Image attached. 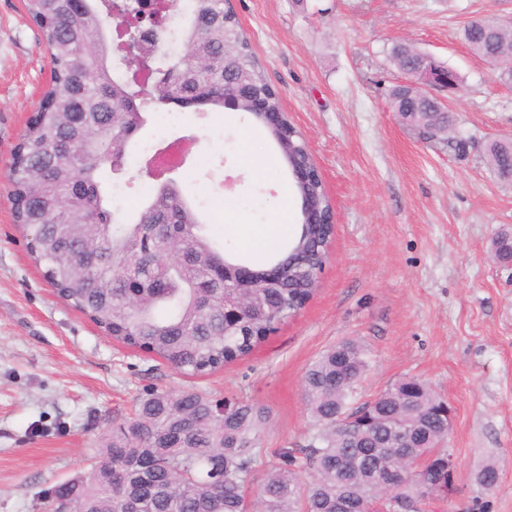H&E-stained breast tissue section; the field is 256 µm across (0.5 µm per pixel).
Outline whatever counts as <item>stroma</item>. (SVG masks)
I'll use <instances>...</instances> for the list:
<instances>
[{
	"label": "stroma",
	"instance_id": "35a3bbf8",
	"mask_svg": "<svg viewBox=\"0 0 512 512\" xmlns=\"http://www.w3.org/2000/svg\"><path fill=\"white\" fill-rule=\"evenodd\" d=\"M282 106L304 136L335 210L331 257L298 314L254 351L188 377L113 340L62 299L15 223L9 172L51 66L24 0H0V512H44L43 490L80 476L113 427L152 390L194 388L268 415L264 447L311 435L302 381L329 347L361 344L369 370L357 402L413 376L455 408L453 490L434 512H512V268L491 239L512 226V185L483 157L512 137V85L463 38L479 17L512 28V0H231ZM407 43L454 68L447 97L466 154L420 142L392 111ZM181 135L211 149L216 171L193 186L216 234L224 221L268 225L300 199L279 152L247 116L190 112ZM273 158L259 170L246 156ZM232 187H224L225 178ZM499 469L494 489L476 470Z\"/></svg>",
	"mask_w": 512,
	"mask_h": 512
}]
</instances>
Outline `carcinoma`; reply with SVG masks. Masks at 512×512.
<instances>
[{
  "label": "carcinoma",
  "mask_w": 512,
  "mask_h": 512,
  "mask_svg": "<svg viewBox=\"0 0 512 512\" xmlns=\"http://www.w3.org/2000/svg\"><path fill=\"white\" fill-rule=\"evenodd\" d=\"M40 27L52 78L35 105L38 119L16 148L10 169L14 220L31 230L29 252L48 282L108 336L148 351L187 375L205 374L249 355L284 323L312 289L316 245L331 241V203L318 176L307 182L315 224L259 258L243 256L216 239L201 202L184 192L213 162L195 164L182 181L156 186L132 210L113 203L112 177L127 173L135 135L173 104L199 114L224 110V96L239 86L250 97L238 111L265 128L266 113L283 111L281 96L255 59L250 38L228 0H193L189 14L165 0L156 20H142L128 0H26ZM150 28L157 79L140 83L114 73L119 35L130 40ZM471 50L502 65L512 83V31L469 22ZM418 51L396 44L398 68L415 64ZM391 105L403 120L430 129L447 120L422 102L417 88L394 85ZM294 165L313 164L305 140L289 118L266 131ZM498 178L508 182L512 151L484 146ZM158 260L145 267L142 253ZM281 276L278 288H256L238 319H224V261ZM368 370L355 342L334 345L306 369L303 391L316 433L298 451L268 453L261 441L265 412L247 401L214 402L195 390L152 391L134 416L112 433L102 457L75 480L45 494L48 512H356L381 498L402 468L400 449L384 447L389 429L424 423L415 456L437 457L448 430L436 414L441 397L426 383L403 378L375 398L374 422L352 436L347 419L356 385ZM447 474L430 466L407 476L399 489L417 491ZM497 468L476 474L485 490L497 485Z\"/></svg>",
  "instance_id": "obj_1"
}]
</instances>
